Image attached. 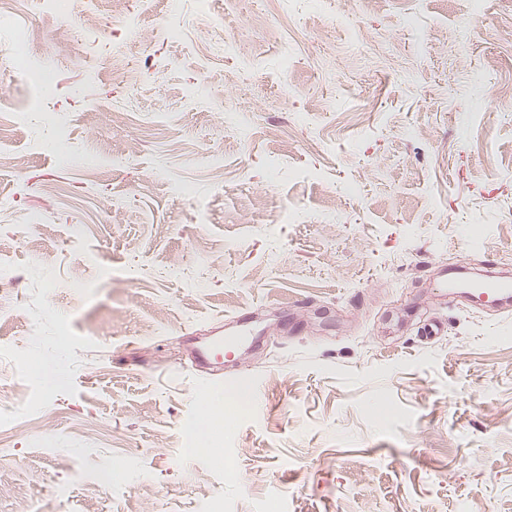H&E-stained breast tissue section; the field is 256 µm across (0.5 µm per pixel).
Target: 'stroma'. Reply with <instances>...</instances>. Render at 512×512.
Listing matches in <instances>:
<instances>
[{
    "label": "stroma",
    "instance_id": "obj_1",
    "mask_svg": "<svg viewBox=\"0 0 512 512\" xmlns=\"http://www.w3.org/2000/svg\"><path fill=\"white\" fill-rule=\"evenodd\" d=\"M49 10L0 0V512H512V311L435 286L512 269V0ZM224 350V338H216L198 348H196L193 352V362L196 367L201 365H209L212 366V358L219 361L222 357ZM223 366V365H222ZM221 366V367H222ZM212 368L216 369V371H220L222 368Z\"/></svg>",
    "mask_w": 512,
    "mask_h": 512
}]
</instances>
